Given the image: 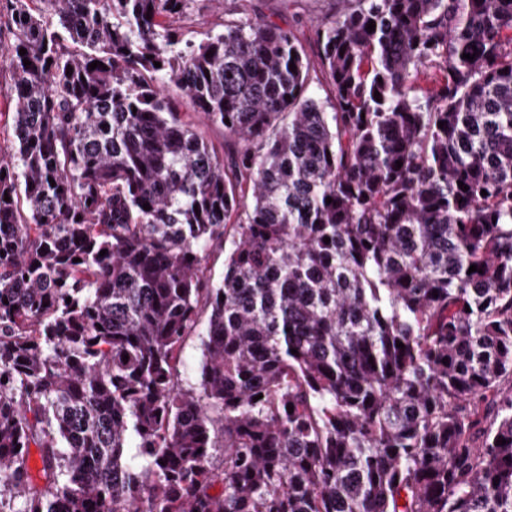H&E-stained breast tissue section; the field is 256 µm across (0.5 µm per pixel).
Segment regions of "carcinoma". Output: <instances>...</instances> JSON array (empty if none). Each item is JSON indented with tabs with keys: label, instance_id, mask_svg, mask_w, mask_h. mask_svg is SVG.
Wrapping results in <instances>:
<instances>
[{
	"label": "carcinoma",
	"instance_id": "cac0c4a2",
	"mask_svg": "<svg viewBox=\"0 0 512 512\" xmlns=\"http://www.w3.org/2000/svg\"><path fill=\"white\" fill-rule=\"evenodd\" d=\"M193 2L0 0V512H512V0ZM220 1V4L210 0L194 3L191 15L182 23L187 38L199 41L205 37L206 32L222 31L224 19L243 16L241 12L246 8L251 15L265 17L275 22L302 41L311 63L310 74L314 94L323 102L332 98V87L322 77L320 60L312 40V30L319 21L334 16L341 9V0ZM13 99V84L11 79V72L6 63L1 64L0 62V113L3 115L0 117V147L2 150L10 148V126L12 123L11 114L7 112H13L12 109ZM6 113V114H4ZM180 110L184 119L194 123L201 130L205 139L215 147L218 154L223 156L224 160L227 159L228 148L225 145L224 128L209 125L200 112H194L187 104H183ZM207 322V313L201 315L199 324L194 333L187 336L184 342L183 360L186 370L180 368L181 377L195 380L197 378L198 366L201 360V334Z\"/></svg>",
	"mask_w": 512,
	"mask_h": 512
}]
</instances>
